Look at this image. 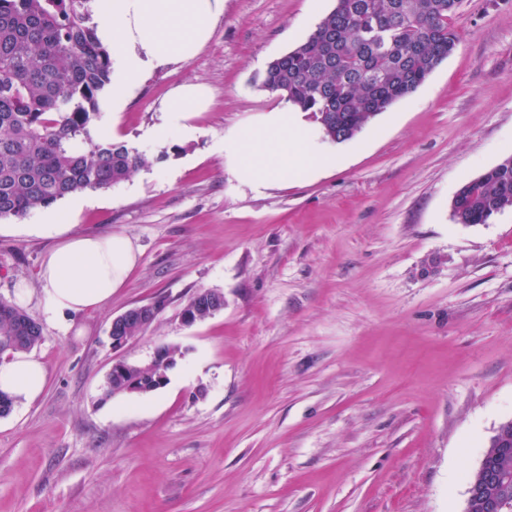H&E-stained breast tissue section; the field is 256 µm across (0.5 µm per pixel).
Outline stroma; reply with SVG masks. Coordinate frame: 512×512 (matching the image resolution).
<instances>
[{"instance_id":"stroma-1","label":"stroma","mask_w":512,"mask_h":512,"mask_svg":"<svg viewBox=\"0 0 512 512\" xmlns=\"http://www.w3.org/2000/svg\"><path fill=\"white\" fill-rule=\"evenodd\" d=\"M335 0H224L194 59L156 67L102 124L151 163L83 192L73 223L123 233L139 264L102 310L47 321L38 213L0 220V298L42 328L40 396L0 417V512H464L512 418V211L465 226L450 202L512 154V0H463L454 52L334 167L268 189L221 144L283 105L257 82ZM191 81L192 141L148 132ZM200 291L224 307L193 325ZM162 302L122 356L180 354L165 387L106 393L114 317Z\"/></svg>"}]
</instances>
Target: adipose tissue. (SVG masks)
Masks as SVG:
<instances>
[{
	"label": "adipose tissue",
	"mask_w": 512,
	"mask_h": 512,
	"mask_svg": "<svg viewBox=\"0 0 512 512\" xmlns=\"http://www.w3.org/2000/svg\"><path fill=\"white\" fill-rule=\"evenodd\" d=\"M223 13L224 0H112L101 16L98 36L113 51L115 100L124 101L155 67L197 56ZM209 103L202 85H179L162 103V121L150 131V139H195L199 129L191 124L190 115L206 110ZM316 133L302 111L287 104L272 110L261 123L239 129L224 141L223 152L234 158L241 183L267 188L334 163L333 154L318 146ZM54 220L50 230L59 240L45 254L38 274L39 300L50 321L103 308L137 267L139 255L125 234L86 235L75 231L63 215ZM45 384L46 369L34 356L0 360V392L13 400H33Z\"/></svg>",
	"instance_id": "adipose-tissue-1"
}]
</instances>
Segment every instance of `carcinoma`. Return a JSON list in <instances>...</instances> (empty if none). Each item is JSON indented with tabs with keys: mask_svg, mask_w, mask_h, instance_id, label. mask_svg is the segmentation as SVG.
I'll return each mask as SVG.
<instances>
[{
	"mask_svg": "<svg viewBox=\"0 0 512 512\" xmlns=\"http://www.w3.org/2000/svg\"><path fill=\"white\" fill-rule=\"evenodd\" d=\"M96 0H0V219L24 218L74 193L106 190L149 166L124 141H93L112 58L91 22ZM461 0H336L315 29L271 61L260 86L309 113L324 137L355 138L411 96L453 51ZM512 210V155L463 184L458 224ZM0 339L29 351L42 329L0 299Z\"/></svg>",
	"mask_w": 512,
	"mask_h": 512,
	"instance_id": "obj_1",
	"label": "carcinoma"
}]
</instances>
